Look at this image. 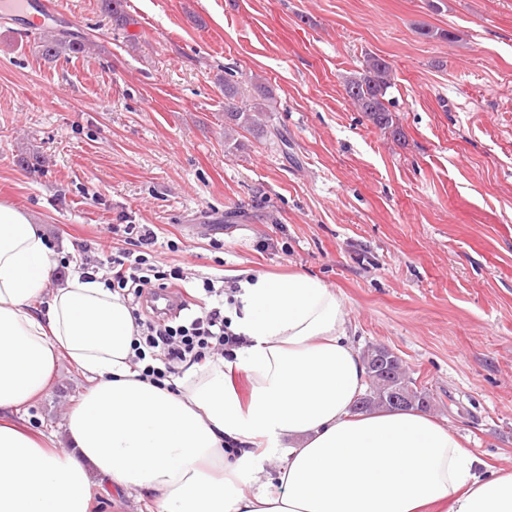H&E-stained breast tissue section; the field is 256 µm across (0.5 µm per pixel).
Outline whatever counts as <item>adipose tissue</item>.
Returning a JSON list of instances; mask_svg holds the SVG:
<instances>
[{
  "mask_svg": "<svg viewBox=\"0 0 512 512\" xmlns=\"http://www.w3.org/2000/svg\"><path fill=\"white\" fill-rule=\"evenodd\" d=\"M55 266L32 218L0 202V512H90L105 482L149 512H512V469L429 413L354 411L367 372L323 280L246 273L226 311L243 345L170 389L135 371L119 293L78 274L53 286ZM63 354L92 385L62 448L21 412Z\"/></svg>",
  "mask_w": 512,
  "mask_h": 512,
  "instance_id": "obj_1",
  "label": "adipose tissue"
}]
</instances>
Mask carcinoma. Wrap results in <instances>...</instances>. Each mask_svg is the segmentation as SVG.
<instances>
[{"mask_svg": "<svg viewBox=\"0 0 512 512\" xmlns=\"http://www.w3.org/2000/svg\"><path fill=\"white\" fill-rule=\"evenodd\" d=\"M124 0H102V11L108 21L122 29L127 26L123 11ZM43 55L48 58L62 51L83 54L87 51V41L70 33L62 35L46 34L43 42ZM392 88V68L383 58L369 55L365 58L362 71L346 80L345 92L355 108L381 130H388L394 136L402 135L392 102L387 99ZM257 96L251 103L240 105L238 84L231 78H224V122L239 128L258 131L261 129L260 116L266 112L267 101L271 99L268 89L256 86Z\"/></svg>", "mask_w": 512, "mask_h": 512, "instance_id": "cac0c4a2", "label": "carcinoma"}]
</instances>
